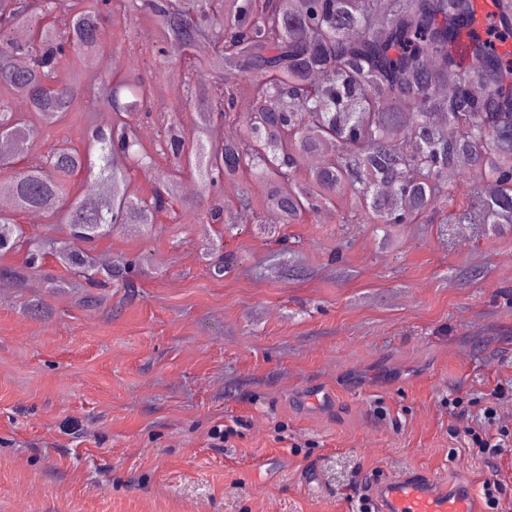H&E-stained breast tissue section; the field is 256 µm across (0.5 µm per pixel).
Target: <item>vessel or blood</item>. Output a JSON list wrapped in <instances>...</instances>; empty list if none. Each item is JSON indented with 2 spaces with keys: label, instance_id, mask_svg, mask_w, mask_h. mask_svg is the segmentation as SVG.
<instances>
[{
  "label": "vessel or blood",
  "instance_id": "1",
  "mask_svg": "<svg viewBox=\"0 0 512 512\" xmlns=\"http://www.w3.org/2000/svg\"><path fill=\"white\" fill-rule=\"evenodd\" d=\"M367 492L375 512H482L466 477L446 482L415 471L370 483Z\"/></svg>",
  "mask_w": 512,
  "mask_h": 512
}]
</instances>
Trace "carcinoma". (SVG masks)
<instances>
[{
	"mask_svg": "<svg viewBox=\"0 0 512 512\" xmlns=\"http://www.w3.org/2000/svg\"><path fill=\"white\" fill-rule=\"evenodd\" d=\"M130 12L147 11L161 41L178 43L187 56L171 66L159 44L154 60L172 77L205 70L217 83L190 87L193 127L177 115L164 128L157 151L175 162L188 159L206 193L244 175L266 185L262 205L288 223L340 200L346 220L376 217L389 227L415 224L438 203L450 208L453 224H512V59L495 41L471 33L474 0H119ZM497 39L512 38V0H496ZM51 18L48 23L42 20ZM111 21L108 3L40 0L26 11L0 0V138L32 141L37 127L26 112L60 117L69 112H110L112 128L96 135L83 151L59 147L29 162L10 181L19 208L62 213L75 238L94 241L123 224L150 226L171 202L174 189L155 182L144 202L129 191L125 172L114 165L121 154L144 167L147 154L120 120L125 112L149 111L158 88L136 77L110 81L94 71L99 34ZM218 49L192 53L213 29ZM467 35L474 70L459 48ZM96 94L84 97L79 84ZM254 98L247 118L237 114L240 83ZM483 93L472 94L474 86ZM224 117V142L208 139L214 113ZM437 112L447 120L433 121ZM327 141L336 156L296 185L292 178L308 156ZM470 163L471 200L453 194L458 160ZM93 174L97 198L66 202L65 178ZM498 186L483 195V183ZM28 245L25 264L53 255L70 273L97 281L119 280L123 270L95 262L63 242L26 240L22 225L0 213V255Z\"/></svg>",
	"mask_w": 512,
	"mask_h": 512,
	"instance_id": "carcinoma-1",
	"label": "carcinoma"
}]
</instances>
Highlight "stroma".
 <instances>
[{
	"label": "stroma",
	"instance_id": "35a3bbf8",
	"mask_svg": "<svg viewBox=\"0 0 512 512\" xmlns=\"http://www.w3.org/2000/svg\"><path fill=\"white\" fill-rule=\"evenodd\" d=\"M157 35L113 6L97 56L117 60L112 79L152 77L154 112L126 121L166 176L164 111L212 75L157 69ZM30 119L41 135L0 186L111 126L97 112ZM264 193L253 178L225 182L222 226L180 192L152 227L83 242L133 262L130 288L91 285L50 255L32 269L24 253L0 256V512H359L367 483L416 470L469 476L478 494L497 478L512 502V446L474 459L464 433L512 384V224H449L440 208L386 229L343 223L339 205L270 235ZM311 387L333 403L307 405ZM260 458L272 468L254 471Z\"/></svg>",
	"mask_w": 512,
	"mask_h": 512
}]
</instances>
